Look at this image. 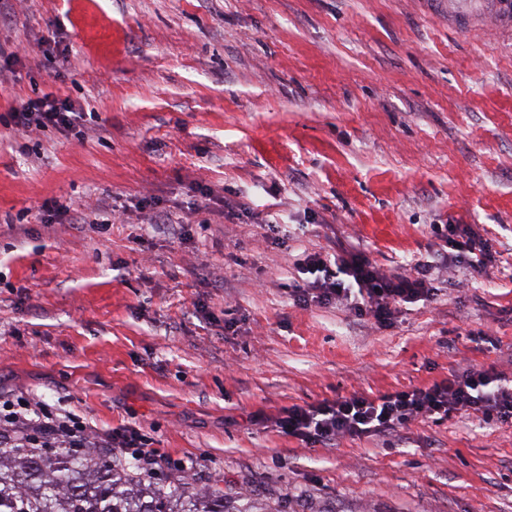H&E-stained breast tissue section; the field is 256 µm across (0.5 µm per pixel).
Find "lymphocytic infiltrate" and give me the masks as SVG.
Returning <instances> with one entry per match:
<instances>
[{"label": "lymphocytic infiltrate", "instance_id": "lymphocytic-infiltrate-1", "mask_svg": "<svg viewBox=\"0 0 512 512\" xmlns=\"http://www.w3.org/2000/svg\"><path fill=\"white\" fill-rule=\"evenodd\" d=\"M18 131L57 127L72 130L77 115L52 96L18 103L12 109ZM446 246L430 260L396 273L380 271L358 249L333 254L306 255L299 265L302 279L292 288L302 305H349L356 316L371 318L375 325H392L398 305L429 301L436 296V271L455 262L473 271L485 270L494 260L487 239L468 226L447 227ZM468 411L484 420L512 425V386L500 384L490 369L466 366L450 369L446 379L427 387L384 393L376 397L352 394L304 406L284 409L276 420L282 433L315 447L340 437L363 438L400 431L420 417ZM10 448L130 449L136 469L144 475L162 470L168 460L134 428L124 427L98 439H90L82 424L69 413L49 411L34 397L0 398V446Z\"/></svg>", "mask_w": 512, "mask_h": 512}]
</instances>
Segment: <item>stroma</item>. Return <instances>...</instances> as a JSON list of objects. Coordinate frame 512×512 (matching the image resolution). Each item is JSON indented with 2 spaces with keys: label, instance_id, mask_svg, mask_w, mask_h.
<instances>
[{
  "label": "stroma",
  "instance_id": "35a3bbf8",
  "mask_svg": "<svg viewBox=\"0 0 512 512\" xmlns=\"http://www.w3.org/2000/svg\"><path fill=\"white\" fill-rule=\"evenodd\" d=\"M46 94L79 132L14 130ZM435 224L498 261L449 266L392 327L290 294L306 254L358 244L389 273ZM458 362L512 380L511 33L449 28L448 0H0V395L135 427L161 484L230 506L512 512V426L309 448L274 425Z\"/></svg>",
  "mask_w": 512,
  "mask_h": 512
}]
</instances>
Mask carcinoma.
<instances>
[{
	"mask_svg": "<svg viewBox=\"0 0 512 512\" xmlns=\"http://www.w3.org/2000/svg\"><path fill=\"white\" fill-rule=\"evenodd\" d=\"M0 512H265L235 510L224 495L185 485L164 489L99 448L0 447Z\"/></svg>",
	"mask_w": 512,
	"mask_h": 512,
	"instance_id": "1",
	"label": "carcinoma"
}]
</instances>
